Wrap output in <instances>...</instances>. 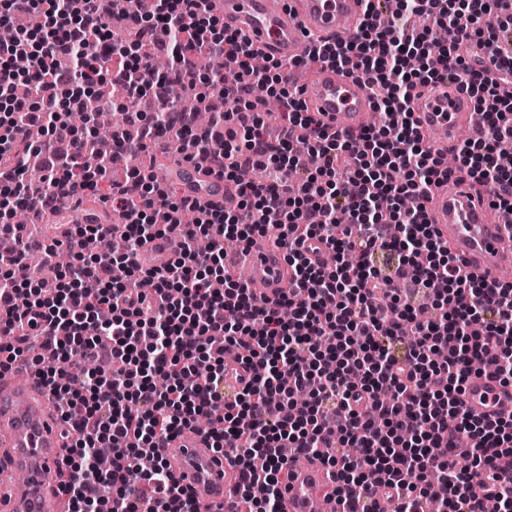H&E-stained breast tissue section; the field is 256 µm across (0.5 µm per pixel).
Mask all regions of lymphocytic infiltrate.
Segmentation results:
<instances>
[{"mask_svg":"<svg viewBox=\"0 0 512 512\" xmlns=\"http://www.w3.org/2000/svg\"><path fill=\"white\" fill-rule=\"evenodd\" d=\"M382 11V0H365L361 37L317 43L306 60L350 69L374 89L381 125L346 133L283 88L282 62L266 59L254 72L253 51L220 29L211 0H142L137 12L110 0H0V25L14 32L0 42V210L39 215L60 198L83 202L105 181L129 244L121 254L86 252L84 240L101 228L76 226L72 262L51 293L29 274L27 243L0 268V371L25 355L38 319L52 330L43 347L57 365L34 373L68 401L73 453L59 469L67 512H201L162 454L192 425L232 453L248 512H283L286 447L335 468L341 512H381L363 496L371 472L400 493L397 512H512V419L474 418L463 398L477 359L512 384V285L489 286L463 269L424 210L431 187L452 178L512 208V172L500 164L512 152V96L502 91L512 85V53L499 45L512 12L504 0H400L383 28ZM116 25L125 46L112 40ZM463 42L466 58L455 52ZM157 55L170 60L161 75L151 67ZM105 80L128 101L103 98L99 108H121L139 138H113L111 153L88 161L95 115L83 104ZM440 81L466 93L480 116L452 168L426 146L410 108L418 87ZM202 83L225 105L207 127L175 106ZM144 96L155 111L137 109ZM269 96L283 114L273 138L263 121ZM171 133L184 159L207 158L234 183L235 207L199 206L132 165ZM34 155L38 194L25 179ZM121 161L125 175L110 178ZM246 167L263 179L241 182ZM188 212L194 223L184 222ZM270 234L294 272L273 302L224 264L226 238L248 246ZM165 235L178 240L175 260L143 268L141 248ZM307 242L335 253V267L308 258ZM142 277L163 300L157 310L143 306ZM218 336L264 371L230 404ZM102 444L114 455L106 470L96 459Z\"/></svg>","mask_w":512,"mask_h":512,"instance_id":"f902f5d3","label":"lymphocytic infiltrate"}]
</instances>
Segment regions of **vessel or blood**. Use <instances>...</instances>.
<instances>
[{
    "mask_svg": "<svg viewBox=\"0 0 512 512\" xmlns=\"http://www.w3.org/2000/svg\"><path fill=\"white\" fill-rule=\"evenodd\" d=\"M227 31L245 37L253 48L285 63L305 59L312 38L330 42L355 40L362 28L364 0H214ZM310 112L333 129L358 130L372 110L369 90L334 68H317L298 89ZM411 107L424 130L439 131L436 153L458 147L476 118L467 94L439 83L417 91ZM166 182L177 183L184 197L200 205L232 206L233 183L209 173L207 166L189 161L169 166ZM429 220L452 254L479 279L493 284L512 265V237L497 224L496 213L478 199L469 182H445L432 187L426 203ZM177 250L173 237L163 236L140 253L144 268L163 269ZM253 291L279 299L292 275L285 248L257 241L239 259ZM251 372L242 362L224 365V397L233 400ZM465 401L477 416H512V385L491 372L473 374L465 386ZM61 411L57 399L34 380H20L14 371L0 373V493L25 475L28 493L11 497L0 512H63L56 492L55 470L64 453ZM163 453L179 485L210 505L211 512H239L233 494L239 470L215 452L211 441L192 428L183 429L165 443ZM283 512H338L336 476L317 460L290 463L284 479Z\"/></svg>",
    "mask_w": 512,
    "mask_h": 512,
    "instance_id": "b4317fda",
    "label": "vessel or blood"
}]
</instances>
